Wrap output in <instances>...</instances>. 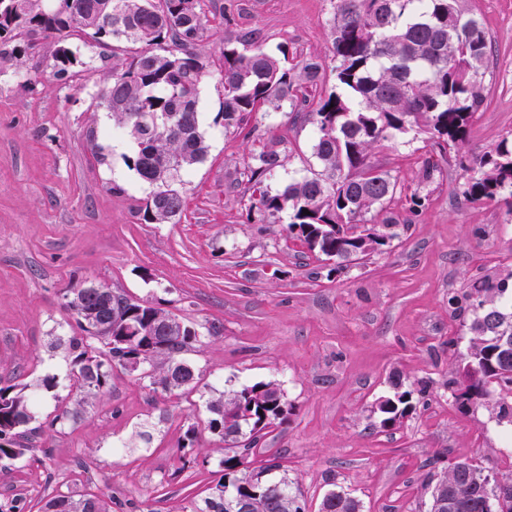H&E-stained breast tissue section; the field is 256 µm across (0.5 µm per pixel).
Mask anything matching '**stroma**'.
I'll return each mask as SVG.
<instances>
[{
  "label": "stroma",
  "mask_w": 512,
  "mask_h": 512,
  "mask_svg": "<svg viewBox=\"0 0 512 512\" xmlns=\"http://www.w3.org/2000/svg\"><path fill=\"white\" fill-rule=\"evenodd\" d=\"M462 5L492 44L486 101L468 141L448 151L431 183L418 178L419 130L372 150L371 162L427 202L411 217L405 199L395 200L408 231L338 275L287 240V214L274 224L247 218L251 150L277 138L286 161L266 184L278 192L319 171L313 124L294 120L287 105L253 114L244 133L215 121L225 36L252 32L265 49L285 43L332 70L331 0H204L198 121L208 150L184 173L186 208L171 223L143 221L153 187L127 166L136 145L98 105L111 63L56 83L47 40L24 74L0 65V376H56L55 393L33 396L38 422L52 419L70 369L55 343L79 333L62 294L80 281L112 285L193 326L200 339L185 358L201 377L190 394H165L114 368L108 391L87 399L63 431L34 436V452L0 475L1 504L17 499L38 512L58 492L106 493L120 502L112 512H189L221 476L226 453L205 426L209 402L268 381L284 392L288 422L270 430L249 465L277 461L271 479L288 480L308 512L341 489L362 512H427L429 483L460 459L497 480L512 477V446L503 442L512 423L489 407L460 409L444 386L473 338L452 317L449 295L512 272V197L468 201L459 166L461 155L512 135V0ZM396 380L414 411L384 428L377 405Z\"/></svg>",
  "instance_id": "stroma-1"
}]
</instances>
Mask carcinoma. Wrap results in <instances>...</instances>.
<instances>
[{"label": "carcinoma", "instance_id": "carcinoma-1", "mask_svg": "<svg viewBox=\"0 0 512 512\" xmlns=\"http://www.w3.org/2000/svg\"><path fill=\"white\" fill-rule=\"evenodd\" d=\"M333 68L335 86L323 91V66L315 58L294 61L286 44L274 51L256 45L246 35L224 39L220 84L222 108L216 122L226 130L244 128L250 117L267 107L293 103L316 92L317 106L307 113L316 127L312 155L321 170L294 179L276 194L267 175L281 167L282 153L264 145L248 166L247 216L275 223L289 213L288 238L309 252L336 261L330 272L341 273L354 261L382 253L401 235L393 215L369 224L366 214L384 212L398 196L408 211L419 213L427 198L401 186L388 171L371 164L372 148L421 126L427 150L420 181L432 182L439 171L437 152L465 142L473 118L485 102L482 69L490 42L483 24L463 10L459 0H333ZM207 19L201 0H0V57L22 68L42 39L56 44L53 76L63 83L72 68L89 66L70 45L73 38L90 40L102 62L126 52L112 81L99 96V106L112 112L136 144L128 165L155 187L141 211L147 223L162 224L181 216L185 198L178 190L182 174L206 156L205 137L198 123L200 85L206 63L199 45ZM464 196L469 201L493 200L504 192L512 197V141L471 157L464 166ZM309 214H303V210ZM485 276L469 289L448 298L454 312L471 314L473 345L463 370L448 376L444 387L462 408L490 405L501 419L512 422V292L509 280ZM82 286L67 288L64 307L81 332L63 342L70 359L69 401L61 400L49 421L64 429L79 414L84 396L105 392L112 368L134 360L144 363L152 384L164 391H189L199 374L184 358L197 341L196 330L171 312L109 289L106 303H77ZM113 329L133 321L137 343L122 345L93 332L94 322ZM58 381L45 375L35 382L0 381V461L15 460L31 451V437L40 428L30 405L33 389L52 392ZM378 402L383 427L407 416L411 392L400 390ZM273 382H258L224 394L209 404L208 429L234 444L222 461L223 474L210 496L193 504L192 512H227L228 495L252 497L250 512H305V502L288 481L266 478L276 465L259 469L245 465L268 430L288 422ZM503 484L472 461L458 460L431 491L430 512H504L512 507ZM76 500L57 493L40 512H68ZM319 512H361V502L345 491H331Z\"/></svg>", "mask_w": 512, "mask_h": 512}]
</instances>
